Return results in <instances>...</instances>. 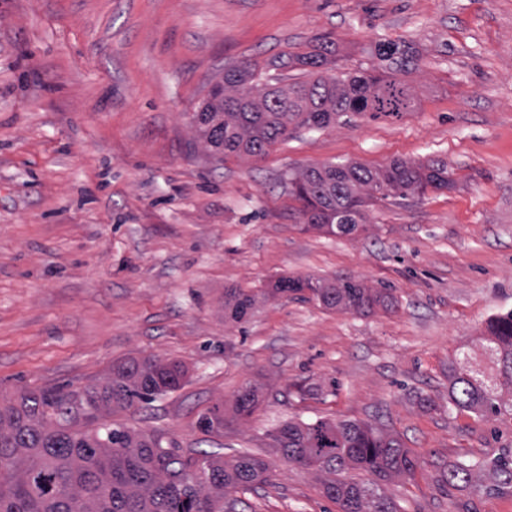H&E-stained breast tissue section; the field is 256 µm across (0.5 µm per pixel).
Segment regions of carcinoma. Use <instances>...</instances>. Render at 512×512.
I'll return each instance as SVG.
<instances>
[{"instance_id": "cac0c4a2", "label": "carcinoma", "mask_w": 512, "mask_h": 512, "mask_svg": "<svg viewBox=\"0 0 512 512\" xmlns=\"http://www.w3.org/2000/svg\"><path fill=\"white\" fill-rule=\"evenodd\" d=\"M380 70L318 75L279 87L246 61L224 72L193 121L205 144L217 154L262 157L289 128H326L336 119L369 113L373 119L412 111L414 98L396 72L409 69L410 52L380 42ZM332 48L322 43L310 53L289 56L304 68L328 63ZM450 185L440 161L416 164L394 160L370 169L361 164L311 167L290 180L289 193L302 203L308 226L336 236L356 233L364 207L389 193L406 198L427 188ZM304 293L327 309L368 312L387 307L386 288H366L351 278L325 284L313 277L280 278L271 295ZM256 296L238 288L224 293V313L240 322L254 309ZM484 341L495 358L496 378L456 362L448 364V404L484 417L502 411L500 389L512 390V311L487 324ZM186 376L180 363L129 359L112 365L106 384L82 389L22 390L0 404V512H236L237 500L225 489L272 483L268 462L249 451L231 461L207 453L181 454L163 445L162 435L105 422L112 408L149 404L177 390ZM259 404V387L247 386L235 398L233 414L245 417ZM228 425L218 406L200 415L198 429L218 433ZM287 462L323 471L330 478L322 492L341 512H400L382 492V483L410 476L416 460L401 442L355 421H288L273 434ZM358 470L360 481L341 475Z\"/></svg>"}]
</instances>
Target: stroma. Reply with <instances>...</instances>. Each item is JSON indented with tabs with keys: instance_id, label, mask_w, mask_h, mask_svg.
Returning a JSON list of instances; mask_svg holds the SVG:
<instances>
[{
	"instance_id": "stroma-1",
	"label": "stroma",
	"mask_w": 512,
	"mask_h": 512,
	"mask_svg": "<svg viewBox=\"0 0 512 512\" xmlns=\"http://www.w3.org/2000/svg\"><path fill=\"white\" fill-rule=\"evenodd\" d=\"M332 42L323 74L414 56L399 118L300 129L259 158L221 157L192 115L229 68ZM448 166L450 188L370 207L358 233L305 229L289 178L311 166ZM350 277L391 307L265 296L281 277ZM255 292L224 318V291ZM512 311V0H0V399L104 382L131 358L179 362L182 386L111 421L182 453L246 449L273 482L231 490L241 512H340L313 469L284 460V422H366L415 473L386 482L400 512H512L491 460L512 459V410L448 403V363L494 372L483 335ZM259 386L223 432L200 414ZM468 466L472 482L449 481ZM259 390V387L250 385L238 393L232 410L235 417H245L252 414L259 404Z\"/></svg>"
}]
</instances>
